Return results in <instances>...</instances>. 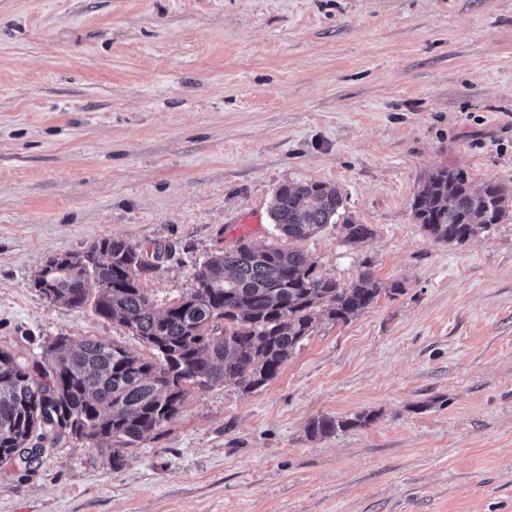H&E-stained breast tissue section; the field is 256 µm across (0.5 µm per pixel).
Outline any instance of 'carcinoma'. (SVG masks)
Here are the masks:
<instances>
[{"label": "carcinoma", "instance_id": "cac0c4a2", "mask_svg": "<svg viewBox=\"0 0 512 512\" xmlns=\"http://www.w3.org/2000/svg\"><path fill=\"white\" fill-rule=\"evenodd\" d=\"M510 203L505 186L475 190L464 170L443 168L425 179L411 208L434 241L459 246L500 223ZM341 204L339 190L324 184H285L271 216L281 234L302 240L336 223ZM341 230L349 243L373 234L352 220ZM88 250L103 256L92 269L83 264L84 251L59 254L51 274L56 300L131 330L151 356L69 336L57 337L37 360L0 349V463L14 449L56 441L69 428L119 468L124 448L176 418L190 387L227 381L259 387L311 336L319 317L347 323L385 290L401 288L397 282L383 288L369 268L342 284L317 272L301 250L241 243L208 257L193 274L195 287L159 310L142 286L158 265L142 261L137 246L106 236ZM374 419L323 415L311 420L308 434L331 435Z\"/></svg>", "mask_w": 512, "mask_h": 512}]
</instances>
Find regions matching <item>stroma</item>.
<instances>
[{"instance_id":"35a3bbf8","label":"stroma","mask_w":512,"mask_h":512,"mask_svg":"<svg viewBox=\"0 0 512 512\" xmlns=\"http://www.w3.org/2000/svg\"><path fill=\"white\" fill-rule=\"evenodd\" d=\"M442 167L512 188V0H0V349L148 355L32 286L109 235L165 247L161 308L241 241L402 285L262 386L190 388L120 468L74 438L0 464V512H512V211L433 241L411 203ZM310 182L372 237L281 236L276 190ZM375 418V414L369 413L360 414L354 418H335L323 415L311 420L308 426V434L313 437L331 435L337 431H345L353 427L369 425Z\"/></svg>"}]
</instances>
